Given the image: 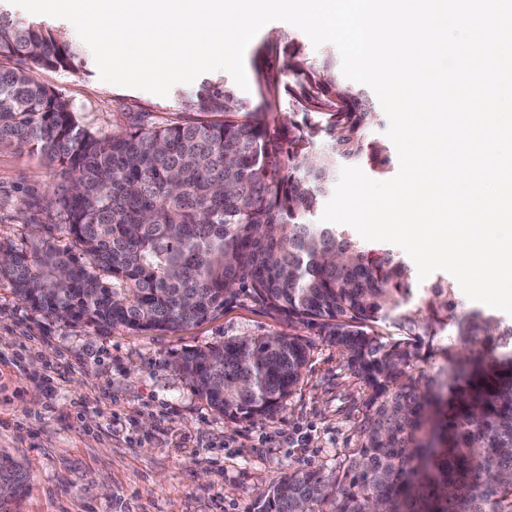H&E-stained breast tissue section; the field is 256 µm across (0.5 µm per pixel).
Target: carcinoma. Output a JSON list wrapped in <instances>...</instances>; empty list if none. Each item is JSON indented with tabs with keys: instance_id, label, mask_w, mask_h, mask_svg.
I'll list each match as a JSON object with an SVG mask.
<instances>
[{
	"instance_id": "cac0c4a2",
	"label": "carcinoma",
	"mask_w": 512,
	"mask_h": 512,
	"mask_svg": "<svg viewBox=\"0 0 512 512\" xmlns=\"http://www.w3.org/2000/svg\"><path fill=\"white\" fill-rule=\"evenodd\" d=\"M87 64L56 26L0 11V146L52 167L59 184L45 209L72 243L0 245V280L18 300L100 331L174 333L243 294L319 329L364 386L359 445L330 473L289 470L251 512H512V320L458 310L444 276L416 307L407 262L310 222L340 165L390 164L389 146L366 137L379 112L336 59L284 64L305 105L331 103L286 146L222 76L181 97L198 119L90 131L33 75ZM385 322L396 335H379ZM437 352L443 380L426 369ZM309 353L301 335L257 336L185 352L176 365L226 420L255 422L294 393Z\"/></svg>"
}]
</instances>
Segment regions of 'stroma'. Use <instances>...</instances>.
Returning <instances> with one entry per match:
<instances>
[{
	"instance_id": "obj_1",
	"label": "stroma",
	"mask_w": 512,
	"mask_h": 512,
	"mask_svg": "<svg viewBox=\"0 0 512 512\" xmlns=\"http://www.w3.org/2000/svg\"><path fill=\"white\" fill-rule=\"evenodd\" d=\"M332 44L313 46L297 27L273 21L244 55L246 108L287 140L300 111L283 62L314 63ZM37 80L69 100L79 123L102 134L136 118L154 126L185 120L180 98L101 80L86 70H41ZM57 180L25 150L0 148V244L30 250L42 236L65 248L45 209ZM288 322L247 297L223 316L176 333L100 332L34 313L0 282V468L23 481L11 512H249L288 469L339 465L356 447L364 389L343 356L311 328L303 383L273 418L232 423L213 410L175 366L184 352L256 336L287 334Z\"/></svg>"
}]
</instances>
